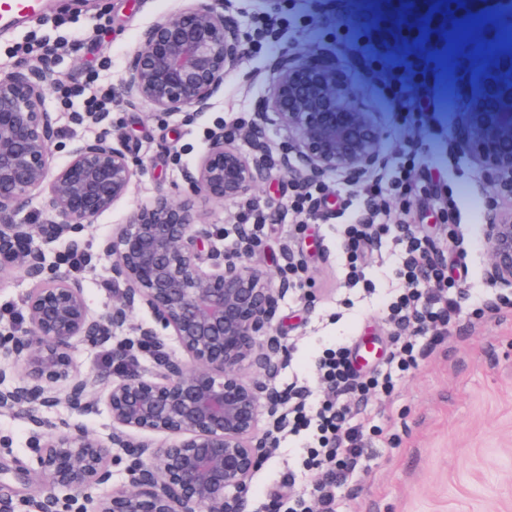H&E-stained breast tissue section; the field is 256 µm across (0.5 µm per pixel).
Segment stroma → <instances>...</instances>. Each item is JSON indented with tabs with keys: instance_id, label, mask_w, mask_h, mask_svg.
<instances>
[{
	"instance_id": "obj_1",
	"label": "stroma",
	"mask_w": 512,
	"mask_h": 512,
	"mask_svg": "<svg viewBox=\"0 0 512 512\" xmlns=\"http://www.w3.org/2000/svg\"><path fill=\"white\" fill-rule=\"evenodd\" d=\"M42 4L44 19L0 33V69L35 63L38 40L62 45L53 60L62 83L50 86L46 98L58 117L53 163L60 166L67 160V145L93 139L98 132L96 126L74 124L73 112L83 108L77 90L95 82L121 92L125 68L143 32L183 2ZM340 30L369 50L367 58L352 59L340 76L356 90L363 108L377 112L390 156H397L401 140L395 115L388 110L389 83L412 62L428 69L427 83L415 93L434 109L415 121L413 131L425 136L426 158L439 161L441 178L438 188L414 197L411 211L448 260L465 257L469 275L458 285L465 295L459 322L391 396L371 400V417L363 428L368 447L336 491V512H512V310L488 308L497 288L485 276L489 246L482 225L492 189L461 149L469 133L464 114L476 103L480 73L499 51L512 50V0H285L273 42L254 44L225 75L211 109L193 122L179 115L155 117L144 103L113 108L112 120L123 131L127 149L146 160L147 167L127 198L86 228L83 238L94 260L72 271L82 279L91 314H105L118 290L110 281L112 259L102 253L104 240L148 203L156 189L183 198L184 171L196 165L208 131L220 124L243 153L252 155L262 147L276 160L250 197L278 212L277 222L260 232L252 264L274 277L292 256L307 268L305 282L282 296L274 319L276 334L290 347L275 386L282 390L296 379L318 387L314 363L339 342L381 356L394 331L381 312L394 262L385 256L369 264L373 294H347L336 244L341 219L335 200L355 187L345 175H324L331 202L315 215L288 210L293 187L306 171L290 148L292 133L266 108L276 56L335 65ZM175 152L181 155L177 164L171 160ZM452 195L467 213V225L458 235L442 222ZM192 204L204 229L218 237L219 248H234L232 229L242 201L218 203L200 195ZM108 351L105 344L80 342L72 353L80 374L95 380L99 396L108 383ZM310 442L305 432L281 438L251 480L245 512H287L292 475L302 468ZM28 443L25 419L0 414V494L15 499L37 494V486L21 474L32 458Z\"/></svg>"
}]
</instances>
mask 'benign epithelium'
<instances>
[{
    "label": "benign epithelium",
    "mask_w": 512,
    "mask_h": 512,
    "mask_svg": "<svg viewBox=\"0 0 512 512\" xmlns=\"http://www.w3.org/2000/svg\"><path fill=\"white\" fill-rule=\"evenodd\" d=\"M229 9L228 0H185L149 27L125 71V101L187 122L209 109L247 50ZM270 80L268 109L294 134L296 156L310 173L356 175L384 161L376 113L359 105L335 69L285 60ZM53 81L46 59L0 71V283L14 273L32 281L21 299L25 332L15 312L0 311V412H18L30 424L33 458L23 475L45 486L18 501L0 496V512H240L287 414L286 396L273 385L287 347L272 329L288 280L274 288L249 262L254 244L246 233L234 250L221 251L205 243L189 201L160 194L105 243L112 281L125 289L106 314L92 316L81 280L61 266L71 256L92 261L82 232L128 196L144 161L122 145L110 113L84 112L74 120L102 130L73 144L68 161L53 166L57 117L46 104ZM467 123L464 153L493 190L484 224L486 277L499 297L509 298L511 50L483 71ZM207 141L187 176V194L224 203L250 193L268 158L242 154L222 126L208 131ZM37 196L45 220L16 222ZM62 238L69 255L47 260L42 244ZM137 303L153 323L111 352L117 368L105 396L111 433L59 429L44 411L60 401L80 415L99 411L93 383L74 370L75 343L109 342ZM169 337L191 365L167 351ZM143 353L157 367L151 375L136 371ZM246 365L258 369L255 377L241 375ZM117 462L125 463L127 484L114 489ZM92 488L103 490L95 500Z\"/></svg>",
    "instance_id": "1"
}]
</instances>
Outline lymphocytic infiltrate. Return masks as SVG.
Instances as JSON below:
<instances>
[{
    "label": "lymphocytic infiltrate",
    "instance_id": "f902f5d3",
    "mask_svg": "<svg viewBox=\"0 0 512 512\" xmlns=\"http://www.w3.org/2000/svg\"><path fill=\"white\" fill-rule=\"evenodd\" d=\"M419 166V142L411 136L398 165L364 181L350 200L356 218L346 225L341 242L347 275L355 284L363 277L360 259L365 244H391L398 255L395 278L402 287L391 295L383 314L400 334L373 376H362L353 366L349 347L341 344L317 367L328 390L326 397L304 386L289 385L290 430L315 432L306 465L321 474L310 493L294 499L290 512H335L336 487L362 454L363 432L353 423L358 411L373 395L391 394L460 317L458 290L448 279L444 259L408 219L414 194L432 184L431 178H418Z\"/></svg>",
    "mask_w": 512,
    "mask_h": 512
}]
</instances>
